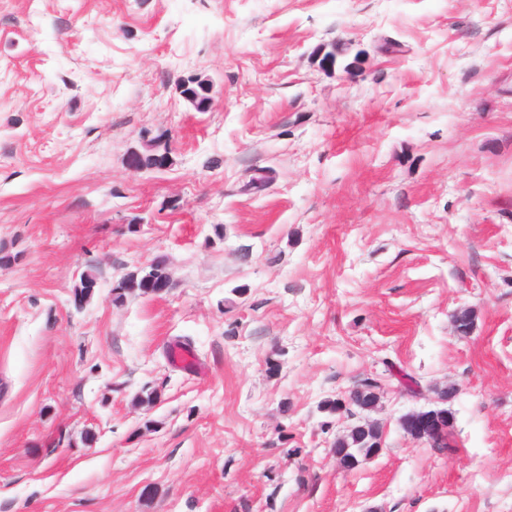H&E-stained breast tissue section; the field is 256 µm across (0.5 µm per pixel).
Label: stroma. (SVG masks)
<instances>
[{
	"instance_id": "1",
	"label": "stroma",
	"mask_w": 512,
	"mask_h": 512,
	"mask_svg": "<svg viewBox=\"0 0 512 512\" xmlns=\"http://www.w3.org/2000/svg\"><path fill=\"white\" fill-rule=\"evenodd\" d=\"M3 246L0 512H512V0H0ZM150 132L145 133L146 138L145 144L142 146L143 150L137 149L140 152V166L141 169H153L158 167V156H162L163 151L167 150L165 147H160L156 143L165 144L169 142V136L167 134H160L155 136L157 142L150 139ZM148 140V141H147ZM165 270L164 261L160 259L151 264V270L146 275L139 276L138 273L125 275L119 283L120 287L112 288L114 301L121 303L124 301L126 294H134L137 292L140 295H154L150 284L152 279H165L171 283ZM377 388V385L365 380L349 391L346 400H327L323 403L321 408L330 413H335L336 411L343 410L344 407V411H350L349 406H356L361 409L364 406L378 404L380 394ZM346 403L348 404L347 407ZM381 440L380 428L368 423L353 426L349 432L336 438L331 451L347 467H352L360 460L371 455Z\"/></svg>"
}]
</instances>
